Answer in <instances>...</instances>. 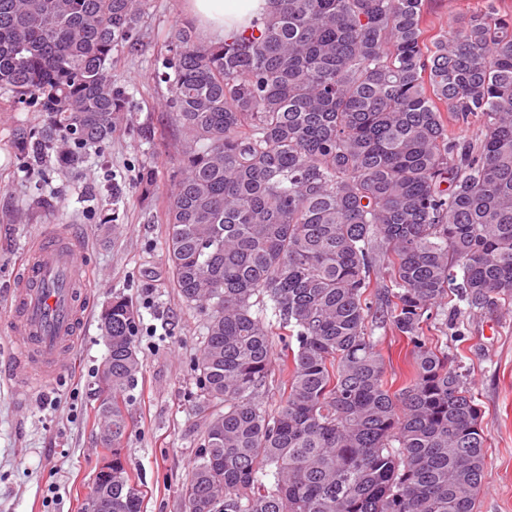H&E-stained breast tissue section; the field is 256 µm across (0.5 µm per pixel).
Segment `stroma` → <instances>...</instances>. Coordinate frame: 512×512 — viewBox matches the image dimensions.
I'll return each mask as SVG.
<instances>
[{
    "instance_id": "obj_1",
    "label": "stroma",
    "mask_w": 512,
    "mask_h": 512,
    "mask_svg": "<svg viewBox=\"0 0 512 512\" xmlns=\"http://www.w3.org/2000/svg\"><path fill=\"white\" fill-rule=\"evenodd\" d=\"M183 4L148 0L138 45L113 50L112 73L129 93L131 110L111 144L89 148L71 173L43 183L25 175L13 130L37 126V116L0 94V328L9 318L12 273L47 226H71L92 268L87 328L62 381L22 410L0 378V512H82L104 455L95 411V375L107 355L100 314L117 296L132 301L141 325V369L126 395L132 426L122 453L144 512H180L199 434L191 360L209 311L183 303L168 275L164 210L181 132L164 106L167 88L151 72L174 30L191 21ZM146 170L153 180L144 187ZM104 216L117 225L106 239L99 233ZM462 327L459 352L487 436L478 512H512V311L467 314ZM375 336L389 378L402 386L411 369L405 342L387 327Z\"/></svg>"
}]
</instances>
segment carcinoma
I'll return each mask as SVG.
<instances>
[{"label":"carcinoma","mask_w":512,"mask_h":512,"mask_svg":"<svg viewBox=\"0 0 512 512\" xmlns=\"http://www.w3.org/2000/svg\"><path fill=\"white\" fill-rule=\"evenodd\" d=\"M147 4L0 0V92L41 118L15 129L26 171L67 172L109 143L130 104L112 50L139 43ZM425 32V0H270L221 42L180 27L153 69L182 129L168 270L186 305L211 307L181 512H477L482 410L424 325L453 297L512 309V16L490 4ZM447 112L481 118L479 141ZM100 321L112 486L91 494L100 512H144L122 456L140 319L117 297ZM380 326L410 347L396 390ZM275 367L288 384L272 414Z\"/></svg>","instance_id":"obj_1"}]
</instances>
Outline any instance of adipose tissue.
Here are the masks:
<instances>
[{
  "instance_id": "1",
  "label": "adipose tissue",
  "mask_w": 512,
  "mask_h": 512,
  "mask_svg": "<svg viewBox=\"0 0 512 512\" xmlns=\"http://www.w3.org/2000/svg\"><path fill=\"white\" fill-rule=\"evenodd\" d=\"M269 0H185V8L208 38L223 39L268 10Z\"/></svg>"
}]
</instances>
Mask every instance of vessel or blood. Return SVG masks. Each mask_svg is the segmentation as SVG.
I'll return each mask as SVG.
<instances>
[{"label": "vessel or blood", "mask_w": 512, "mask_h": 512, "mask_svg": "<svg viewBox=\"0 0 512 512\" xmlns=\"http://www.w3.org/2000/svg\"><path fill=\"white\" fill-rule=\"evenodd\" d=\"M90 268L70 227H51L32 245L10 290L7 332L12 344L5 373L30 402L64 372L85 320Z\"/></svg>", "instance_id": "vessel-or-blood-1"}]
</instances>
